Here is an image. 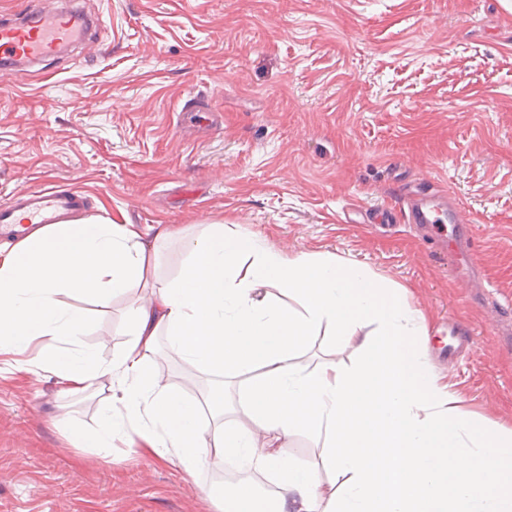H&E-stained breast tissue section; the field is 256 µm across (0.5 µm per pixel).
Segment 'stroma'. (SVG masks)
Segmentation results:
<instances>
[{
  "instance_id": "1",
  "label": "stroma",
  "mask_w": 512,
  "mask_h": 512,
  "mask_svg": "<svg viewBox=\"0 0 512 512\" xmlns=\"http://www.w3.org/2000/svg\"><path fill=\"white\" fill-rule=\"evenodd\" d=\"M108 50L73 47L0 88V204L76 190L119 224L193 236L238 225L287 255L331 253L407 289L425 356L465 409L512 427V12L501 0H80ZM470 216L481 267L459 280L408 225L407 191ZM132 294L80 306L109 362ZM106 401L0 372V512H220L188 477L117 442L105 463L63 429Z\"/></svg>"
}]
</instances>
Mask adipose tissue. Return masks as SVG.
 Returning <instances> with one entry per match:
<instances>
[{
	"instance_id": "adipose-tissue-1",
	"label": "adipose tissue",
	"mask_w": 512,
	"mask_h": 512,
	"mask_svg": "<svg viewBox=\"0 0 512 512\" xmlns=\"http://www.w3.org/2000/svg\"><path fill=\"white\" fill-rule=\"evenodd\" d=\"M173 243L187 262L156 284L158 248ZM245 254L253 262L242 274ZM132 291L123 353L104 362L77 349L87 319L72 299L106 304ZM423 322L405 289L345 258L287 256L220 222L195 238L162 227L148 241L139 225L98 214L0 247V356L52 373L67 394L107 391L114 409L98 429L70 431L104 460L120 437L190 477L229 457L279 475L268 501L249 483L224 485L223 512H512V429L463 409L439 383L419 341ZM366 323L373 335H356ZM163 335L204 371L258 370L243 389L247 423L220 408L204 422L197 401L159 382L150 366ZM320 335L354 348L356 362L300 367L299 350ZM300 433L323 439L341 490L283 456Z\"/></svg>"
}]
</instances>
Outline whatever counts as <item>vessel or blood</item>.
I'll return each mask as SVG.
<instances>
[{
    "label": "vessel or blood",
    "mask_w": 512,
    "mask_h": 512,
    "mask_svg": "<svg viewBox=\"0 0 512 512\" xmlns=\"http://www.w3.org/2000/svg\"><path fill=\"white\" fill-rule=\"evenodd\" d=\"M91 28L74 0H26L19 12L0 18V75L15 70L17 63L40 62L84 42ZM81 203L78 192L52 185L22 192L12 203L0 205V236L19 238L32 226L71 222ZM402 219L436 234L441 223L464 221L445 200L419 196L410 199Z\"/></svg>",
    "instance_id": "b4317fda"
}]
</instances>
